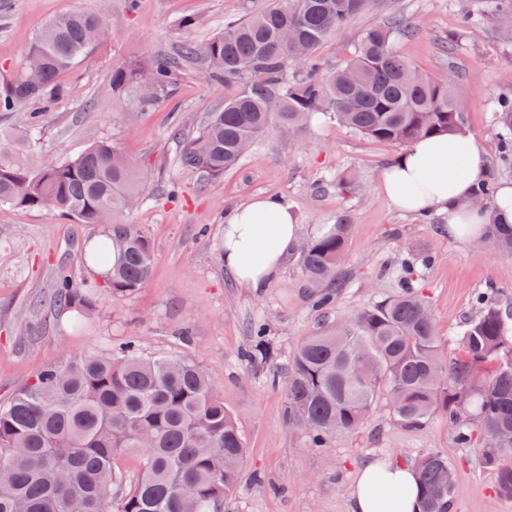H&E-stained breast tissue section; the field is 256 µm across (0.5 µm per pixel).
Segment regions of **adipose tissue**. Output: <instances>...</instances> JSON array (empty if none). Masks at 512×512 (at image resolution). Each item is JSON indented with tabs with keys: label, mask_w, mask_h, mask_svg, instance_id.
Returning <instances> with one entry per match:
<instances>
[{
	"label": "adipose tissue",
	"mask_w": 512,
	"mask_h": 512,
	"mask_svg": "<svg viewBox=\"0 0 512 512\" xmlns=\"http://www.w3.org/2000/svg\"><path fill=\"white\" fill-rule=\"evenodd\" d=\"M486 176L481 141L443 135L407 146L383 171L380 187L400 210L447 213L450 229L476 242L485 235L487 218L469 199ZM300 233L297 216L283 199L252 198L224 215V266L242 287L262 290L284 268ZM377 473L384 480L379 492L371 489ZM350 498L351 512H422L415 469L390 460L365 463Z\"/></svg>",
	"instance_id": "ef3b65f1"
}]
</instances>
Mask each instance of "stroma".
<instances>
[{
    "instance_id": "1",
    "label": "stroma",
    "mask_w": 512,
    "mask_h": 512,
    "mask_svg": "<svg viewBox=\"0 0 512 512\" xmlns=\"http://www.w3.org/2000/svg\"><path fill=\"white\" fill-rule=\"evenodd\" d=\"M101 16L105 43L62 77L64 95L44 112L36 157L70 159L99 141L114 143L148 174L141 202L123 213L142 225L154 250L152 276L138 293L96 295L92 316L50 306L58 271L76 282L92 280L85 261L100 224H78L50 210L0 206V403L48 365L106 353L135 340L146 357L186 359L212 377L233 414L248 450L247 461L224 512H350V491L360 467L372 459L411 463L439 450L454 472L451 512H512V500L495 493V475L481 462L479 447L457 445L444 416L418 428L396 421L379 402L366 423L334 434L324 451L307 448L300 430L284 423L288 368L300 341L331 321L350 318L396 294L398 270L421 254L435 262L416 275L442 338L455 358V338L474 311L476 293L493 287L512 308V255L489 240L470 244L448 231V216L427 219L397 210L381 191L383 168L402 152L341 127L313 120L299 136L273 133L236 168L220 178L179 166L172 126L197 131L224 105V84L203 80L186 68L172 90L149 109L131 94L113 91L114 67L176 52L183 40L201 42L242 14L240 0H0V82L25 57L41 26L54 15ZM478 17L471 38L449 44L464 13ZM193 17L195 26L181 20ZM399 18L410 34L398 38L400 54L428 75L449 78L467 107L472 136L485 148L488 180L512 185V168L498 161L499 140L491 123L495 97L512 84V21L492 16L484 0H370L362 14L336 29L317 54L336 66L355 52L366 29ZM358 171L362 188L344 195L335 181ZM177 198H170V189ZM258 195L285 200L297 214L303 238L320 224L347 217V259L333 306L316 307L298 255L261 293L240 287L226 271L218 245L224 214ZM266 322L275 351L272 362L245 366L248 326Z\"/></svg>"
}]
</instances>
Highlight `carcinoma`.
<instances>
[{
	"label": "carcinoma",
	"mask_w": 512,
	"mask_h": 512,
	"mask_svg": "<svg viewBox=\"0 0 512 512\" xmlns=\"http://www.w3.org/2000/svg\"><path fill=\"white\" fill-rule=\"evenodd\" d=\"M366 7L367 0H273L258 10L243 0L242 15L206 41L186 42L173 57L113 69L112 90L149 83L153 96L136 98L148 108L189 66L232 88L195 134L174 131L181 139L178 163L210 178L236 168L271 132H302L313 114L389 146L441 134L467 137L452 81L419 72L396 49L395 37L408 33L399 20L368 28L344 64L321 63V44ZM103 24L87 13L49 20L29 48L41 60L38 78L19 64L0 85V112L54 102L63 94V74L98 46L88 31ZM492 121L507 165L512 93L497 97ZM40 129L41 116L33 115L24 133L0 134V205L40 210L49 204L78 224L105 225L89 257L111 265L104 288L112 296L135 294L150 279L154 253L142 226L117 216L140 198L145 176L108 141L65 161L33 160ZM473 197L489 216L486 237L511 254L512 227L495 219L494 184L477 186ZM349 229L341 220L301 251L302 275L321 305L336 295ZM93 290L60 271L52 302L88 313ZM474 302L475 314L457 336L458 357L449 362L415 270L404 268L399 294L300 342L288 372L285 421L305 431L307 447L321 451L334 433L360 428L381 398L407 427L441 414L462 447L480 433L481 461L495 471L499 497L512 499V314L487 292ZM250 336L243 361L270 359L266 323L251 324ZM246 454L234 417L201 366L144 357L129 341L117 353L44 367L0 404V512H221ZM121 455L142 461L133 483L116 464ZM415 466L422 512H449L448 457L426 452Z\"/></svg>",
	"instance_id": "obj_1"
}]
</instances>
